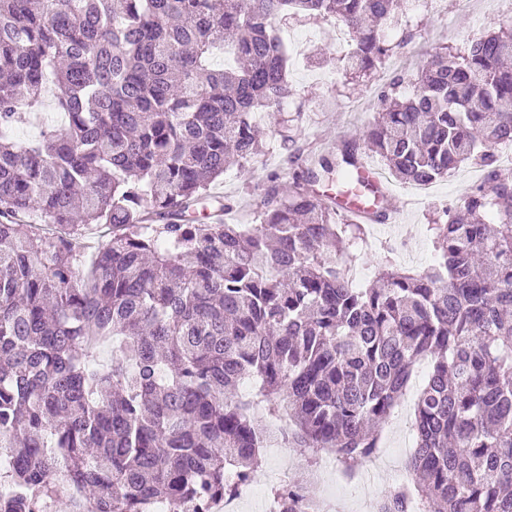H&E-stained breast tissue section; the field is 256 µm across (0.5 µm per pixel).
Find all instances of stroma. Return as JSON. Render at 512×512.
I'll use <instances>...</instances> for the list:
<instances>
[{
    "label": "stroma",
    "instance_id": "35a3bbf8",
    "mask_svg": "<svg viewBox=\"0 0 512 512\" xmlns=\"http://www.w3.org/2000/svg\"><path fill=\"white\" fill-rule=\"evenodd\" d=\"M502 9L501 0H474L469 8L463 0H422L416 8H404L391 34L396 38L407 36V44L386 59L369 79L356 85L347 84L344 72L336 66L341 53L337 45L340 29L333 18L283 21L282 39L298 45L288 73L293 94L284 104L280 118L264 119L261 129L267 150L252 161L251 174L229 169L211 184V193L232 201L239 221L253 223L271 183L285 187L293 177L294 168L285 162L276 143L280 120H287L288 133L302 152L329 154L336 144L358 138L374 122L377 93L393 76L416 71L440 48L463 50L472 39L499 27ZM477 172L476 166L464 165L427 190L391 180L400 212L394 219V228L373 227L372 238L392 240L393 258L401 266L426 269L434 258L429 224L443 209L462 202Z\"/></svg>",
    "mask_w": 512,
    "mask_h": 512
}]
</instances>
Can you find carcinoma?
Returning a JSON list of instances; mask_svg holds the SVG:
<instances>
[{"label": "carcinoma", "instance_id": "obj_1", "mask_svg": "<svg viewBox=\"0 0 512 512\" xmlns=\"http://www.w3.org/2000/svg\"><path fill=\"white\" fill-rule=\"evenodd\" d=\"M400 0H0V512H214L254 479L266 429L312 466L349 469L378 447L414 367L429 362L409 459L422 512H512V28L377 94L362 142L289 152L288 193L256 223L209 192L264 154L258 116L292 95L279 36L290 15L353 35L367 75L407 42ZM229 46L235 65L217 69ZM58 127L12 130L48 96ZM429 185L478 162L481 182L428 225L436 264L390 257L356 281L348 224L317 185L385 196L362 151ZM108 228L83 261L76 237ZM108 359H102L103 354ZM250 378L253 392L227 396ZM294 487L271 512H297ZM395 486L379 512H408Z\"/></svg>", "mask_w": 512, "mask_h": 512}]
</instances>
